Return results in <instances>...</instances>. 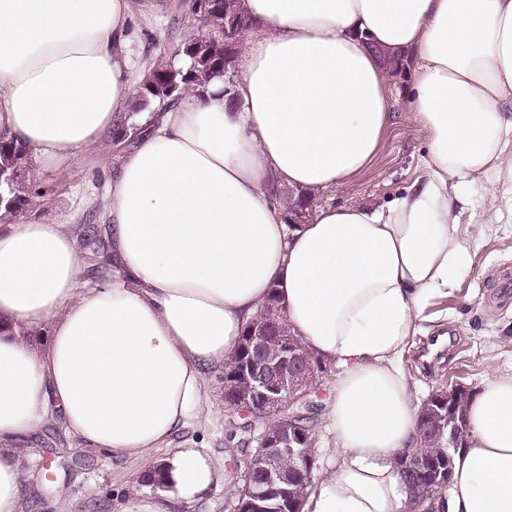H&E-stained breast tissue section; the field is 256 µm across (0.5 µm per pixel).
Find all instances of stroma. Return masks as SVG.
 <instances>
[{
  "instance_id": "obj_1",
  "label": "stroma",
  "mask_w": 512,
  "mask_h": 512,
  "mask_svg": "<svg viewBox=\"0 0 512 512\" xmlns=\"http://www.w3.org/2000/svg\"><path fill=\"white\" fill-rule=\"evenodd\" d=\"M196 27L183 0H168L166 10L149 16L142 14L140 0H131L133 87H140L155 66L177 64L178 47ZM383 78L392 91L394 118L372 164L335 189L315 192L317 207H374L402 192L421 174L425 137L408 111L409 77L389 68ZM109 175V170L90 163L47 172L41 181L52 193L43 200L33 199L29 208L46 218L61 210H80L88 218L100 215ZM468 236L475 251L470 271L448 299L430 308V320L421 323L403 360L422 399L433 389L455 383L474 390L493 373L512 370V293L496 286L499 272L512 269V223L491 224L478 218L469 225ZM206 387L208 398L197 418L176 439L208 449L226 472L244 461L237 451L244 432L234 428L235 417L224 403L222 373H209ZM24 470L29 512H90L95 502L108 505L131 493L152 492L139 480L140 462L84 452L60 425L35 437Z\"/></svg>"
}]
</instances>
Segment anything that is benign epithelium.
Wrapping results in <instances>:
<instances>
[{
	"instance_id": "obj_1",
	"label": "benign epithelium",
	"mask_w": 512,
	"mask_h": 512,
	"mask_svg": "<svg viewBox=\"0 0 512 512\" xmlns=\"http://www.w3.org/2000/svg\"><path fill=\"white\" fill-rule=\"evenodd\" d=\"M209 4L211 10L224 12V42L232 43L238 21L230 10L229 0H209ZM243 354L242 360L224 369V396L232 413L263 422L264 430L243 473L248 490L241 494L235 512H266L270 509V498L285 504L300 499L308 488L302 484V476L317 467L312 431L286 411L287 406L308 400L315 392L317 361L296 337L281 328L274 314H265L250 324ZM470 394L468 388L456 385L445 392L433 391L425 400L424 407L431 416L417 428L416 446L402 450L396 458V469L403 480L409 481L413 500L432 497L448 486L451 461L430 472L431 451L423 443L439 448L445 439L450 448L462 445L463 436L454 418V401ZM256 473L263 484L253 491L249 486Z\"/></svg>"
}]
</instances>
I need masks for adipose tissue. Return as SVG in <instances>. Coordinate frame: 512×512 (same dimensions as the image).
Instances as JSON below:
<instances>
[{"label": "adipose tissue", "instance_id": "1", "mask_svg": "<svg viewBox=\"0 0 512 512\" xmlns=\"http://www.w3.org/2000/svg\"><path fill=\"white\" fill-rule=\"evenodd\" d=\"M241 7L254 26L232 90L219 77L145 114L107 182L117 279H84L78 212L0 222V512H26L24 450L57 421L85 451L161 467L154 494L112 512H191L223 474L173 438L273 290L292 334L341 369L325 410L338 462L300 512L408 510L394 458L416 444L419 402L402 359L473 264L459 186H512V0ZM130 21L129 0H0V136L37 171L81 163L130 109ZM383 52L411 76L425 174L380 206L289 223L270 183L329 190L371 164L392 120ZM467 414L429 512H512V373Z\"/></svg>", "mask_w": 512, "mask_h": 512}]
</instances>
